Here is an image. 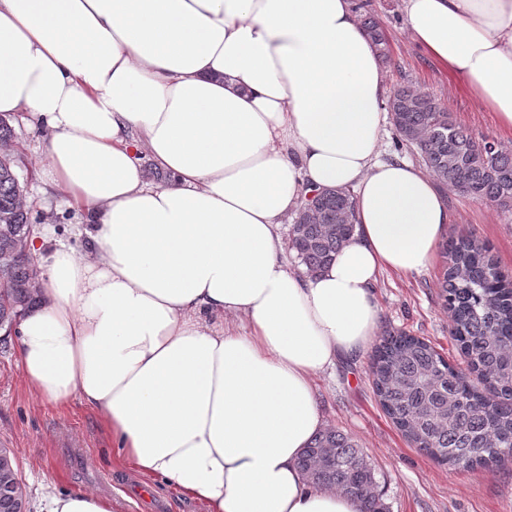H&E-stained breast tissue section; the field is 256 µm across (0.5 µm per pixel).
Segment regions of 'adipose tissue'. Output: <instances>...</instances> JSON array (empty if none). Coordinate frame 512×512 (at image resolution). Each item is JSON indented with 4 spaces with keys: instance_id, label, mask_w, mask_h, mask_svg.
<instances>
[{
    "instance_id": "1",
    "label": "adipose tissue",
    "mask_w": 512,
    "mask_h": 512,
    "mask_svg": "<svg viewBox=\"0 0 512 512\" xmlns=\"http://www.w3.org/2000/svg\"><path fill=\"white\" fill-rule=\"evenodd\" d=\"M403 10L512 134V0ZM385 95L351 0H0V114L44 127L45 175L90 241L54 249L10 333L29 391L91 407L122 465L207 512H360L299 470L314 378L367 349L379 275L423 271L448 222L426 170L379 157ZM330 187L353 192L355 230L304 275L281 225Z\"/></svg>"
}]
</instances>
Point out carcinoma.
Segmentation results:
<instances>
[{
	"mask_svg": "<svg viewBox=\"0 0 512 512\" xmlns=\"http://www.w3.org/2000/svg\"><path fill=\"white\" fill-rule=\"evenodd\" d=\"M378 57L388 58L381 26L364 19ZM387 108L400 139L415 147L436 180L460 193L512 213V151L497 141L475 138L457 125L430 94L409 87L393 91ZM15 149L0 152V255L13 264L0 272V326H10L35 305L28 282L38 265L18 248L30 231L24 187ZM292 226L291 247L307 272L331 262L354 232V198L348 190L327 189L304 205ZM441 288L452 313L453 335L470 372L487 384L484 393L466 373L448 363L425 340L400 334L376 347L371 377L390 419L435 460L469 467L512 459V282L486 247L470 237L453 243ZM312 482L333 487L361 504V512H383L373 488L375 472L346 435L318 432L300 458ZM17 469L0 448V512H29L25 497L6 489Z\"/></svg>",
	"mask_w": 512,
	"mask_h": 512,
	"instance_id": "cac0c4a2",
	"label": "carcinoma"
}]
</instances>
